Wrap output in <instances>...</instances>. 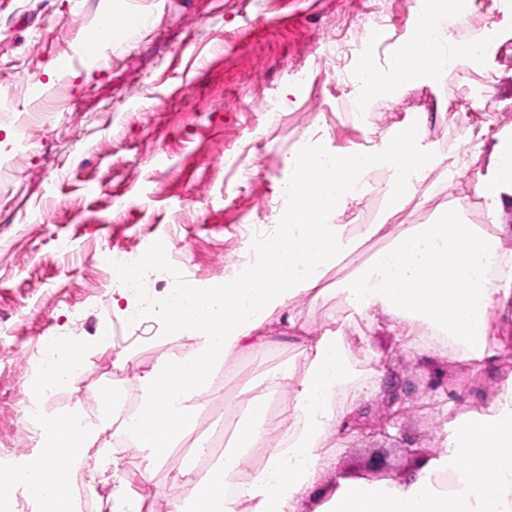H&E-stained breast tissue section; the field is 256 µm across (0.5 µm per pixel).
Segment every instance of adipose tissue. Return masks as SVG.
I'll list each match as a JSON object with an SVG mask.
<instances>
[{
  "instance_id": "obj_1",
  "label": "adipose tissue",
  "mask_w": 512,
  "mask_h": 512,
  "mask_svg": "<svg viewBox=\"0 0 512 512\" xmlns=\"http://www.w3.org/2000/svg\"><path fill=\"white\" fill-rule=\"evenodd\" d=\"M447 0H421L415 33L361 98L394 97L403 86L438 81L436 46L455 45L444 23ZM429 118L402 124L386 144L357 152L316 149L288 161L293 201L275 236L258 248L263 263L243 268L231 281L209 288L181 287L164 315L171 338L192 336L187 356L161 363L142 380L141 406L119 420L144 467L161 460L194 425L216 366L242 349L260 350L264 332L277 324L295 328L294 304L317 302L326 269L344 261L367 241H383L370 265L341 285L354 316L394 332L400 352L429 354L473 365H498L489 400L450 414L437 451L398 479L377 482L340 478L328 496L315 488L318 473L331 470L321 453L326 436L346 430L355 405L381 391L385 364L360 371L348 349L346 324L299 339L298 361L266 373L248 399L225 448L223 461L206 474L186 470L188 493L170 512H512V370L500 368L512 350L497 332L499 314L512 305V230L500 216L512 202V133H495L492 162L475 191L487 221L470 223L463 210L431 224L387 222L351 228L342 214L366 189V174L384 167V194L391 206L411 196L434 169L455 178L456 154L432 156L422 131ZM289 391L282 418L268 414L270 394ZM349 404H341L342 393ZM39 459L0 472V500L25 489L38 512H75L67 474L94 462L103 472L117 460L92 448L97 427L73 410L45 423ZM278 439L264 465L252 470L249 451L269 434Z\"/></svg>"
}]
</instances>
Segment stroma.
<instances>
[{"label":"stroma","mask_w":512,"mask_h":512,"mask_svg":"<svg viewBox=\"0 0 512 512\" xmlns=\"http://www.w3.org/2000/svg\"><path fill=\"white\" fill-rule=\"evenodd\" d=\"M150 16L133 37L120 36L97 54L72 59L66 48L104 16L126 11ZM416 0H0V95L17 113L34 114L31 146L16 154V122H0V453L35 455L21 411L34 395L31 373L42 337L81 345L85 360L75 382L45 398V415L72 409L96 420L99 389L140 388L161 362L193 351L196 340L156 331L153 339L113 345L94 326L108 303L122 320L128 300L99 263L105 251L135 250L185 259L190 285L205 288L238 276L236 264L256 241L250 225L277 224L287 161L305 148L354 152L387 143L418 112L439 118L424 132L433 154L454 153L460 175L433 172L412 198L390 207L374 170L370 191L346 221L425 224L453 208L460 186H475L490 162L489 147L474 150L464 135L479 125L512 131V37L495 66L447 71L434 83L376 99L365 123L346 110L358 88L339 74L372 58L386 65L415 30ZM360 46L345 47L352 37ZM384 246L366 242L328 269L318 303L299 301V326L335 327L349 307L338 287ZM297 354L294 331L271 333L259 354L241 352L216 370L212 383L238 398L252 396L265 371ZM409 381L412 412L400 428L374 425L382 396L361 403L364 426L327 437L333 459L319 486L337 477L376 482L406 474L416 448L440 444L442 410L431 384L442 380L454 410L478 403L494 376L464 363L409 355L392 361ZM386 461L371 467L373 451ZM191 455L170 450L143 476L153 503L185 494L181 473Z\"/></svg>","instance_id":"35a3bbf8"}]
</instances>
